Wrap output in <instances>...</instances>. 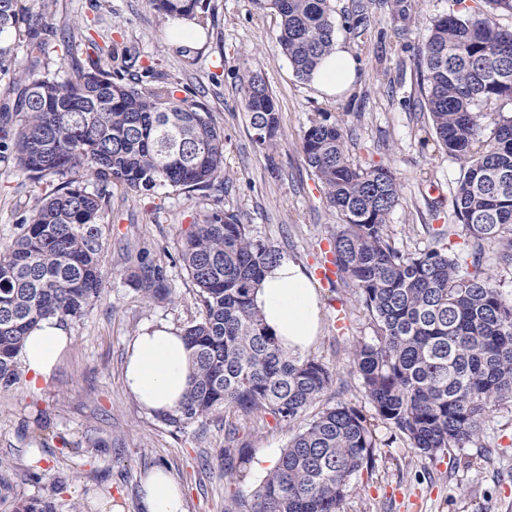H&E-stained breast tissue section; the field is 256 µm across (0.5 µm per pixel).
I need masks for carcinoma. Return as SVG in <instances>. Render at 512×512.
Instances as JSON below:
<instances>
[{
	"label": "carcinoma",
	"mask_w": 512,
	"mask_h": 512,
	"mask_svg": "<svg viewBox=\"0 0 512 512\" xmlns=\"http://www.w3.org/2000/svg\"><path fill=\"white\" fill-rule=\"evenodd\" d=\"M280 19L278 42L296 78L307 81L335 44L332 0H255ZM163 17L204 23L201 0H149ZM512 0H453L433 17L418 46V105L435 144L463 161L452 197L453 223L431 230L434 244L406 251L388 234L400 184L382 166L353 164L338 122H315L302 137L308 166L342 224L330 241L340 282L351 289L376 333L355 346L354 371L375 419L420 453L435 458L462 448L493 407L512 400V301L486 265L485 246L512 266ZM25 32L28 56L46 54L51 30L21 0H0V83L16 94L0 114V159L34 182L54 183L37 198L18 236L0 250V393L20 379L26 336L47 317L83 316L106 284L102 226L109 194L87 191L95 179L139 194L160 188L224 190V131L200 102L179 97L171 82L138 87L123 68L50 70L17 65ZM240 93L254 142L270 169L282 147L281 120L262 75L247 71ZM462 228L465 253L450 254L447 236ZM281 252L253 237L241 216L206 210L182 238L180 260L202 307L182 334L193 375L180 406L162 415L181 431L226 413L222 459L232 464L241 422L267 413L293 424L332 385L331 372L308 355L288 353L266 326L253 293ZM128 282L149 302L172 301L167 269L139 261ZM375 430L362 410L339 403L315 412L293 435L263 480L237 494L224 512H341L356 492L353 475L373 464ZM11 512H56L52 503L14 498Z\"/></svg>",
	"instance_id": "1"
}]
</instances>
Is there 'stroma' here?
I'll return each mask as SVG.
<instances>
[{
  "instance_id": "35a3bbf8",
  "label": "stroma",
  "mask_w": 512,
  "mask_h": 512,
  "mask_svg": "<svg viewBox=\"0 0 512 512\" xmlns=\"http://www.w3.org/2000/svg\"><path fill=\"white\" fill-rule=\"evenodd\" d=\"M392 2L333 0L336 39L359 74L343 95L326 98L294 76L277 42L278 16L253 0H202L205 39L199 44L174 39L147 0H52L47 10L42 0H23L31 12L48 14L54 31L48 58L59 76L96 63L110 67L113 50H125L137 58L134 75L151 69L204 104L224 130L226 182L215 199L169 189L141 195L88 182V191L103 188L110 195L102 253L107 284L92 308L69 322L72 342L52 375L0 394V475L12 493L52 500L57 512H144L142 480L160 468L182 491L186 512H224L231 494L248 493L263 479L256 460L278 459L303 428L300 420L285 425L265 414L252 417L238 435L242 460L234 474H225L223 417L178 431L146 412L124 384L127 348L146 326L179 331L198 317V297L179 249L201 211L237 212L254 236L307 274L323 264L338 218L301 149L313 122L342 123L355 163L383 165L395 174L402 199L387 224L397 246L424 248L429 228L451 223L462 164L436 146L426 115L408 102L420 95L415 54L428 21L449 12L452 0H408L412 18L405 26L394 19ZM358 4L367 22L352 28L347 17ZM90 38L96 48H86ZM248 70L261 72L280 112L285 143L274 173L251 139L241 103L239 80ZM46 190L0 161V246L14 240L35 197ZM142 258L165 265L172 302L149 304L126 283V269ZM318 291L321 333L310 353L333 375L320 403H347L372 415L351 368L355 345L372 340L368 316L343 286ZM40 420L48 425L46 440L34 445L30 433ZM375 432L373 465L354 476L358 491L344 512H512V401L493 408L473 442L434 459L392 440L383 424ZM41 469L51 480H35ZM55 478L62 482L57 490Z\"/></svg>"
}]
</instances>
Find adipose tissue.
I'll list each match as a JSON object with an SVG mask.
<instances>
[{
    "label": "adipose tissue",
    "mask_w": 512,
    "mask_h": 512,
    "mask_svg": "<svg viewBox=\"0 0 512 512\" xmlns=\"http://www.w3.org/2000/svg\"><path fill=\"white\" fill-rule=\"evenodd\" d=\"M357 79L356 63L343 46H335L314 72L311 86L321 94H343ZM253 299L279 343L293 353H306L319 333V295L303 269L284 259L269 266ZM70 342L67 329L49 317L26 337L20 360L23 370L40 379L48 376ZM191 374L190 351L180 332L147 327L131 341L124 368L127 390L151 413L174 411L185 394ZM146 512H185L179 488L160 470L144 483Z\"/></svg>",
    "instance_id": "obj_1"
}]
</instances>
